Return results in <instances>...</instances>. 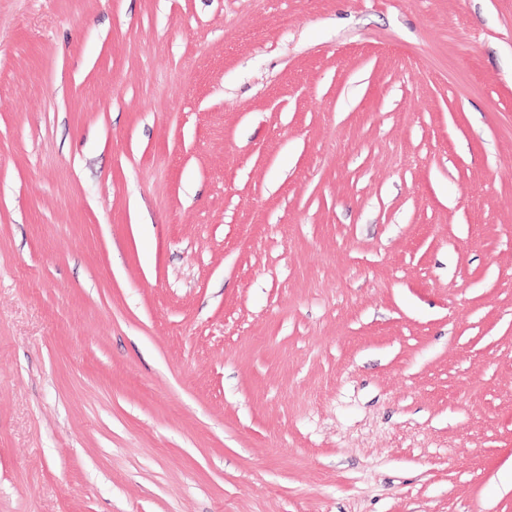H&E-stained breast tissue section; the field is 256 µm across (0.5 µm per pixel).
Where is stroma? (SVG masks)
Here are the masks:
<instances>
[{"instance_id": "1", "label": "stroma", "mask_w": 512, "mask_h": 512, "mask_svg": "<svg viewBox=\"0 0 512 512\" xmlns=\"http://www.w3.org/2000/svg\"><path fill=\"white\" fill-rule=\"evenodd\" d=\"M0 512H512V0H0Z\"/></svg>"}]
</instances>
